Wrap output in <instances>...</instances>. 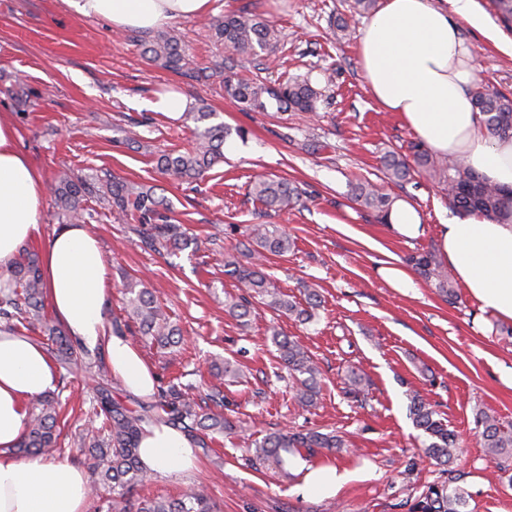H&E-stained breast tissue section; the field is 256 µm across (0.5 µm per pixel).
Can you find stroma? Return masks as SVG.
Returning a JSON list of instances; mask_svg holds the SVG:
<instances>
[{
  "instance_id": "35a3bbf8",
  "label": "stroma",
  "mask_w": 512,
  "mask_h": 512,
  "mask_svg": "<svg viewBox=\"0 0 512 512\" xmlns=\"http://www.w3.org/2000/svg\"><path fill=\"white\" fill-rule=\"evenodd\" d=\"M351 3L214 0L209 17L171 23L185 56L173 72L142 56L140 43L152 32L113 30L107 20L73 15L62 0H0V118L16 129L19 149L47 180L65 169L89 180L109 173L154 187L198 239L196 253L167 263L142 250L128 224L113 219L107 199L89 201L98 213L89 230L111 276L108 318L126 316L124 276L140 279L184 337L180 346L159 349L128 331L159 384L178 376L200 395L214 383L212 362H229L224 415L247 424L246 432L217 437L196 471L153 476L141 495L176 496L202 483L222 499L223 512H408L427 486L444 479L436 462L415 459L426 441L409 412L417 393L460 435L453 467L467 494L466 512H512V469L491 461L474 425L476 410L483 409L512 428V322L483 311L465 293L448 305L419 273H412L414 287L406 293L379 277L381 262L404 267L409 256L436 251L440 225L456 213L425 178L400 187L384 183L381 156L392 149L407 153L415 136L368 93L357 46L369 15L354 12ZM240 8L264 14L281 29L279 65L268 77L310 79L326 97L316 116L282 111L272 100L264 109L246 110L225 95L224 65L243 77L253 65L217 42L208 21ZM343 20L352 35L339 41L334 30ZM460 35L473 50L481 83L512 92V54L500 49L512 43V31L499 29L493 42L464 23ZM166 87L179 88L194 106H208L213 123L247 131L239 153L201 180L182 181L156 166L157 151L193 143V119L173 120L147 106ZM133 130L141 142L136 150L125 146ZM261 175L293 182L300 205L286 214L266 213L248 191ZM365 180L411 203L423 234L395 238L374 212L354 202L352 187ZM251 224H278L291 234L294 247L268 257L264 271L283 293L298 294L304 282L319 290L322 303L312 321L302 324L261 306L243 324L225 312V296L237 293L238 283L225 275L215 252L234 245ZM272 325L297 337L321 370L320 395L310 411L297 406L288 380L276 377ZM353 367L371 382L361 404L345 394ZM67 381L61 399L72 444L60 457L84 470L85 456L73 441L87 431L99 375L79 367ZM281 429L333 431L355 452L282 469L248 467L251 441ZM328 465L349 471V481L329 495L300 494L306 473Z\"/></svg>"
}]
</instances>
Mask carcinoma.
<instances>
[{"label": "carcinoma", "instance_id": "cac0c4a2", "mask_svg": "<svg viewBox=\"0 0 512 512\" xmlns=\"http://www.w3.org/2000/svg\"><path fill=\"white\" fill-rule=\"evenodd\" d=\"M216 40L234 54L246 58L265 56L275 52L280 43V32L263 15L248 9L224 15L211 22ZM143 55L150 62L164 69L181 67L183 54L178 35L173 31L159 33L143 43ZM259 74L248 80L233 81L232 75L224 76V89L232 97L250 108L265 107V99L275 100L281 108L293 112H314L321 93L306 80L286 79L270 84L260 72L268 70L265 63H258ZM476 109L485 116L489 133L494 137L512 136V94L496 89L479 87L474 92ZM211 112L202 107L194 120L203 124L194 131L192 146L181 152H163L157 155L156 164L162 171L181 179H198L224 158V140L228 131L224 124H210ZM413 159L396 152H387L381 159L386 177L403 183L416 171L442 187L448 206L464 214H480L494 219L508 201L504 189L485 181L462 158L442 157L430 153L424 146H412ZM105 192L112 200V213L119 219L134 222V233L141 246L149 251L179 256L191 245L183 225L175 223L169 215L166 200L151 188L127 182L108 174L94 184L75 178L66 172L56 175L52 200L58 214L71 222L93 220L95 211L85 207L89 198ZM354 200L387 219L394 200L371 182H359L352 189ZM250 194L265 209L279 212L292 209L300 201L297 186L286 179L259 177L253 181ZM294 247L288 232L273 224H253L245 239L224 250V272L234 276L251 296L260 298L270 309L288 314L299 321L312 318V311L320 306L321 295L311 285H304V301L297 300L277 288L252 259L258 256L283 255ZM419 274L434 283L435 288L449 303L457 299V283L450 273L442 269L432 252L419 253L411 258ZM129 294L126 312L129 321L137 325L141 335L160 348H172L182 342L181 330L170 323L153 292L141 281L129 278L125 283ZM46 296L43 273L36 254L22 247L18 257L4 270H0V331L29 336L31 333L45 337L42 347L55 365L66 368L94 358L98 368L106 367L105 355H94L80 343L73 341L65 329L45 315ZM252 303L243 295L228 296L224 302L227 312L238 320L251 316ZM271 338L277 347L282 366L295 380V399L303 409L315 405L318 396V367L298 340L287 337L274 326ZM369 379L351 369L347 376L346 393L360 401L368 395ZM224 390L213 385L200 404L192 395V387L170 382L161 387L151 404L130 408L112 394V385L102 382L91 401L94 419L101 426L91 432L87 452L91 468L97 475L93 490L103 487L112 497L124 503L120 512H221L215 495L203 484L190 490L181 498L164 496L134 498L137 487L150 478L140 457L139 444L152 425L165 424L181 433L194 448L207 454L211 445L208 434H235L240 426L224 417ZM62 403L59 395H37L30 401L28 419L22 431L16 452L25 456L49 457L58 450L61 433ZM410 415L417 428L429 439L421 449L422 456L447 466L459 456L458 434L449 429L439 418L434 405L420 395L411 397ZM475 424L487 455L499 467L512 462V429L503 426L497 417L485 410L475 413ZM351 444L334 433L315 430L272 433L255 443L252 464H284L283 454L295 450L306 457L347 452ZM448 479L427 487L410 506L409 512H462L466 505V492L456 485L454 470H447Z\"/></svg>", "mask_w": 512, "mask_h": 512}]
</instances>
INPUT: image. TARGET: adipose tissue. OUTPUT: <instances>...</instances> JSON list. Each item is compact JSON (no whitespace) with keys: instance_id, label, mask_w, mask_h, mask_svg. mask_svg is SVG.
Returning a JSON list of instances; mask_svg holds the SVG:
<instances>
[{"instance_id":"ef3b65f1","label":"adipose tissue","mask_w":512,"mask_h":512,"mask_svg":"<svg viewBox=\"0 0 512 512\" xmlns=\"http://www.w3.org/2000/svg\"><path fill=\"white\" fill-rule=\"evenodd\" d=\"M75 15L104 18L118 29L156 30L209 13L211 0H64ZM496 40L475 0H385L366 24L358 58L372 97L430 151L461 155L486 181L512 189V138L490 137L471 89L479 81L461 24ZM43 180L0 120V268L41 234ZM441 260L482 309L512 321V205L496 219L449 221L438 234ZM47 297L70 336L103 347L113 374L130 393L149 398L156 379L126 338L106 329L110 280L98 240L82 224H67L48 242L43 262ZM56 371L43 349L0 332V512H85L88 480L66 461L17 459L32 397L54 390ZM150 474L187 472L197 458L187 438L165 425L140 443Z\"/></svg>"}]
</instances>
